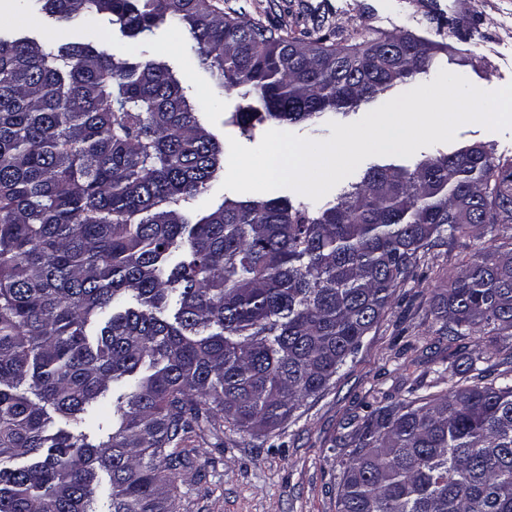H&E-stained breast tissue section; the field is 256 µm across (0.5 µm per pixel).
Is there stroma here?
Wrapping results in <instances>:
<instances>
[{
    "instance_id": "stroma-1",
    "label": "stroma",
    "mask_w": 512,
    "mask_h": 512,
    "mask_svg": "<svg viewBox=\"0 0 512 512\" xmlns=\"http://www.w3.org/2000/svg\"><path fill=\"white\" fill-rule=\"evenodd\" d=\"M224 10L239 21L280 26L296 37L320 24L342 45L408 31L447 45L440 61L478 88L492 91L512 82V0H224ZM0 29L52 46L71 36L43 12L17 11L14 0H0ZM90 37L125 59L163 58L185 83L190 100L223 95V111L203 117L220 139L254 147L270 130L266 122L252 136L242 135L231 121L242 98L237 91H221L197 59L185 54L186 30L164 26L143 40L124 37L103 22ZM509 242L512 227L504 224H482L462 237L431 240L419 252L415 277L396 289L355 359L291 418L252 436L221 421L202 424L184 443L188 459L177 477L176 512H338L339 449L378 402L401 401L412 387L447 389L437 374L443 360L478 353L493 365L512 356L509 336L493 345L475 330L448 343L438 335L430 311L431 296L447 287L463 261L482 247Z\"/></svg>"
}]
</instances>
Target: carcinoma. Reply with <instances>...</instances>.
Wrapping results in <instances>:
<instances>
[{"instance_id": "cac0c4a2", "label": "carcinoma", "mask_w": 512, "mask_h": 512, "mask_svg": "<svg viewBox=\"0 0 512 512\" xmlns=\"http://www.w3.org/2000/svg\"><path fill=\"white\" fill-rule=\"evenodd\" d=\"M71 27L168 23L255 124L319 126L435 77L410 33L340 45L242 23L218 0H32ZM512 161L485 145L374 163L334 201L189 204L224 171L163 61L0 34V512H173L201 420L257 435L359 351L420 249L512 223ZM439 334L512 336V248L431 299ZM112 423L91 412L110 390ZM339 512H512V367L376 406L341 448Z\"/></svg>"}]
</instances>
